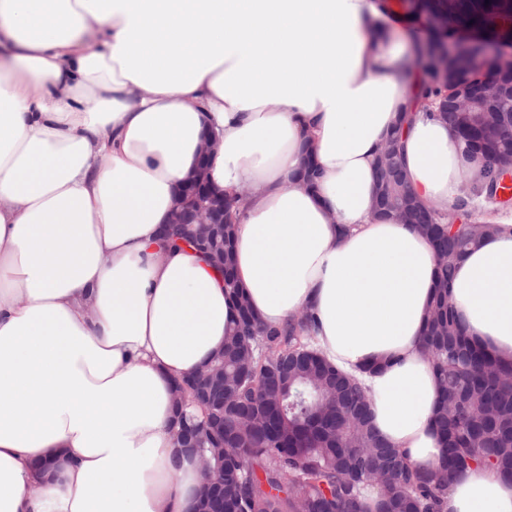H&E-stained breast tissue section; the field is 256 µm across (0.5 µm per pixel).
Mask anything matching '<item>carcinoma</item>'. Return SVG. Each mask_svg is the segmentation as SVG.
I'll list each match as a JSON object with an SVG mask.
<instances>
[{"label": "carcinoma", "instance_id": "cac0c4a2", "mask_svg": "<svg viewBox=\"0 0 512 512\" xmlns=\"http://www.w3.org/2000/svg\"><path fill=\"white\" fill-rule=\"evenodd\" d=\"M511 13L512 0H454L448 28L492 31ZM454 76L466 88L471 115L458 112L451 86L438 80L428 81L427 97L457 127L466 153L500 170L484 169L481 203L464 202L438 215L419 201L409 215L438 260L439 290L422 352L440 387L435 425L444 444L441 464L414 469L378 435L363 387L311 347V312L281 327L241 315L224 336V355L217 360L224 365V387L209 388L203 401L189 386L175 410L180 434L224 413L223 423L184 444L194 456L200 448L209 456L224 442L223 461L211 460L224 472V494L213 500L210 512H441L450 481L474 465L512 481V364L498 361L463 333L448 299L457 262L498 229L487 217L507 205L499 194L512 170V142L496 138V129L512 123V111H485L474 87L477 75L458 69ZM384 181L381 208L390 212L406 205L410 191L399 146ZM189 228L174 224L165 235L196 249ZM224 279L239 310L247 309L233 269L224 270ZM368 486L378 494L373 510L363 500Z\"/></svg>", "mask_w": 512, "mask_h": 512}]
</instances>
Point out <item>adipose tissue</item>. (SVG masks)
<instances>
[{
    "label": "adipose tissue",
    "instance_id": "1",
    "mask_svg": "<svg viewBox=\"0 0 512 512\" xmlns=\"http://www.w3.org/2000/svg\"><path fill=\"white\" fill-rule=\"evenodd\" d=\"M394 0H0V512H194L172 386L223 348V276L163 232L203 135L237 199L235 276L257 318H316L314 346L366 389L418 468L442 444L420 344L436 257L375 208L380 145L440 213L484 163L432 112ZM313 152L316 188L300 179ZM457 264L464 332L512 362V215ZM442 512H512L475 466Z\"/></svg>",
    "mask_w": 512,
    "mask_h": 512
}]
</instances>
